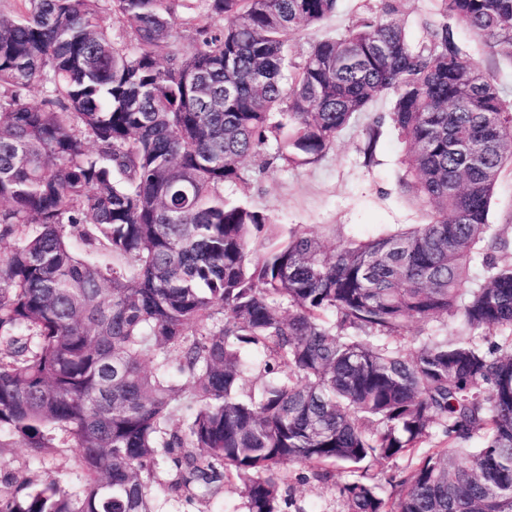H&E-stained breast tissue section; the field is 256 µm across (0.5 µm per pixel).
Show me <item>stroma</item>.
Returning a JSON list of instances; mask_svg holds the SVG:
<instances>
[{"mask_svg":"<svg viewBox=\"0 0 512 512\" xmlns=\"http://www.w3.org/2000/svg\"><path fill=\"white\" fill-rule=\"evenodd\" d=\"M379 0H340L337 12L324 22L290 34L291 45L300 51L310 44L342 32L365 8L379 7ZM466 55L486 66L512 103V64L492 55L487 44L468 31H460ZM381 98L370 113L359 115L342 133L335 146L319 161L297 168L274 167L253 182L249 200L273 221L274 231L287 235L296 226L307 227L328 243L365 240L406 224H421L426 213L401 189L398 177L404 145L391 126H383L374 161L364 164L360 149L364 129L373 115L387 112ZM288 472V512H347L341 486L353 478L337 470L326 482L314 480L306 468L291 465ZM0 475H15L40 484L54 479L66 490L79 492L83 471L73 449L61 448L43 460L32 458L21 447L0 448ZM161 512H247L239 486L227 484L206 498L159 495Z\"/></svg>","mask_w":512,"mask_h":512,"instance_id":"35a3bbf8","label":"stroma"}]
</instances>
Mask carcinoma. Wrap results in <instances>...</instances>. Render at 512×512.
Instances as JSON below:
<instances>
[{
	"instance_id": "obj_1",
	"label": "carcinoma",
	"mask_w": 512,
	"mask_h": 512,
	"mask_svg": "<svg viewBox=\"0 0 512 512\" xmlns=\"http://www.w3.org/2000/svg\"><path fill=\"white\" fill-rule=\"evenodd\" d=\"M8 2L0 448H73L84 484L16 481L0 512H159L155 483L208 496L233 480L248 512H284L290 464L359 474L348 512H512V263L488 224L512 108L454 29L512 62V0H437L419 40L405 0H380L296 57L288 34L338 0ZM384 96L366 162L389 121L427 222L332 249L301 227L269 236L234 190L318 161ZM449 316L507 336L404 350L409 322ZM403 457L390 493L367 480ZM416 460L404 458H397L384 463L372 462L368 464V474L373 475L375 481L386 485V481L391 476H396L397 479L407 475L415 466Z\"/></svg>"
}]
</instances>
